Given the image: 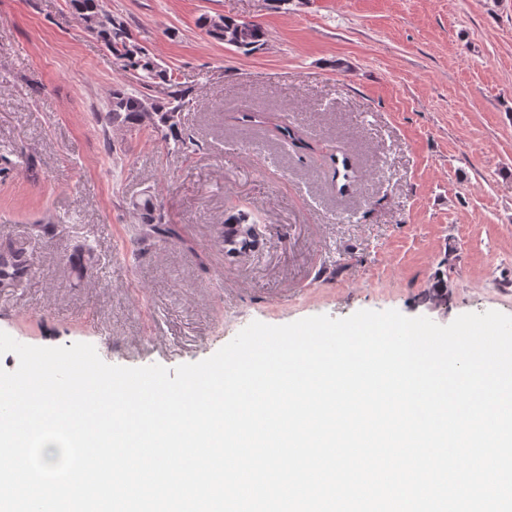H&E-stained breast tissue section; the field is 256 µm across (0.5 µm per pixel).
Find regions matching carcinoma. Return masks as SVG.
I'll use <instances>...</instances> for the list:
<instances>
[{
    "instance_id": "1",
    "label": "carcinoma",
    "mask_w": 512,
    "mask_h": 512,
    "mask_svg": "<svg viewBox=\"0 0 512 512\" xmlns=\"http://www.w3.org/2000/svg\"><path fill=\"white\" fill-rule=\"evenodd\" d=\"M74 11L84 23L85 30L96 37L112 53L124 76L140 87L162 88V95L151 96L119 82L112 87L104 115L106 124L114 128L145 126L160 137L165 147L180 150L186 136L177 115L183 111L190 91L176 81L172 73L162 67L133 39L127 23L104 8V0H71ZM198 25L213 39L231 46L245 55L264 48L267 31L256 22H244L218 15H203ZM276 136L290 143L299 152L312 150L301 132L286 123L274 125ZM333 164L332 181L339 194L348 192L358 178V168L345 149L329 155ZM141 223L148 227L144 238L171 239L174 230L165 221L162 205L150 198L136 204ZM31 266L26 254L18 250L0 252V287L13 285L30 276Z\"/></svg>"
}]
</instances>
